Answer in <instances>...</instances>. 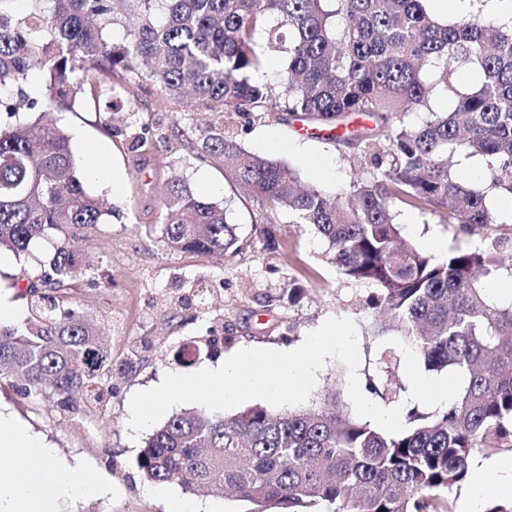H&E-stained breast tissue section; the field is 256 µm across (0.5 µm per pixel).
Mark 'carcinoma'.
<instances>
[{
  "label": "carcinoma",
  "instance_id": "cac0c4a2",
  "mask_svg": "<svg viewBox=\"0 0 512 512\" xmlns=\"http://www.w3.org/2000/svg\"><path fill=\"white\" fill-rule=\"evenodd\" d=\"M13 2L0 0V88L9 89L0 95V250L28 258L40 243L50 249L27 284L29 317L0 324V382L24 398L51 391L65 405L79 391L107 392L110 358L96 323L55 292L90 279L70 232L104 223L112 209L86 191L64 131L31 114L74 105L79 71L146 79L213 113L191 130L197 157L262 207L313 225L345 278L375 286L374 334L397 331L424 370L459 386L437 413L410 412L397 434L350 417L334 395L331 408L288 413L185 410L146 438L142 478L191 494L218 487L288 512L322 503L325 512H453L473 455L512 452V300L479 286L512 253V234L437 261L404 243L393 211L401 203L470 228L496 223L488 193L512 195V22L485 16L487 0H469L451 20L431 13L429 0H121L119 16L114 0H28L23 16ZM119 23L116 43L108 32ZM268 52L285 58L274 84L258 79ZM34 70L44 74L39 95L26 88ZM440 91L452 100L445 112L432 106ZM264 112L361 147L372 168L341 194L302 185L295 167L224 134V115ZM413 112L427 116L405 123ZM355 115L374 127L351 128ZM462 157L485 160L484 181L453 171ZM153 231L168 249L201 258L238 243L224 208L180 180ZM371 388L390 401L402 384L383 369Z\"/></svg>",
  "mask_w": 512,
  "mask_h": 512
}]
</instances>
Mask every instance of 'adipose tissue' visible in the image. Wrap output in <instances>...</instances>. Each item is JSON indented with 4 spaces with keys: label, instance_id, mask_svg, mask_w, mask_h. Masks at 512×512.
Instances as JSON below:
<instances>
[{
    "label": "adipose tissue",
    "instance_id": "adipose-tissue-1",
    "mask_svg": "<svg viewBox=\"0 0 512 512\" xmlns=\"http://www.w3.org/2000/svg\"><path fill=\"white\" fill-rule=\"evenodd\" d=\"M474 479L464 512H479L490 492L512 494V458L473 461ZM109 487L95 474L77 472L42 439L0 413V512H56L58 503L101 497Z\"/></svg>",
    "mask_w": 512,
    "mask_h": 512
}]
</instances>
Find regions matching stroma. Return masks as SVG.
<instances>
[{
	"label": "stroma",
	"instance_id": "1",
	"mask_svg": "<svg viewBox=\"0 0 512 512\" xmlns=\"http://www.w3.org/2000/svg\"><path fill=\"white\" fill-rule=\"evenodd\" d=\"M48 117L71 135L80 170L97 163L118 177L111 189L92 178L85 182L115 214L71 238L73 247L87 253L96 281L64 291L103 332L112 393L99 401L78 395L73 407L65 408L55 396L29 400L4 383L0 411L109 485V494L81 500L66 512H178L184 502L195 503L200 512H252L250 503L215 491L189 494L175 482L148 493L136 466L145 436L128 427L132 395L155 387L166 373L196 372L248 345H300L331 317L356 326L360 383L378 372L382 351L405 357L403 341L394 333L373 335L367 307L373 285L340 274L312 225L294 223L284 210L263 209L216 165L196 158L187 130L204 117L190 100L167 98L146 80L131 84L122 73H102L83 84L74 108L54 109ZM224 127L247 150L289 163L303 182L333 193L345 192L353 172L371 166L362 148L311 134L278 112L251 122L235 116L225 119ZM174 179L224 205L236 226V248L200 258L168 250L151 232ZM395 221L412 225L407 241L437 260L457 247L483 245L486 235L404 206L397 208ZM25 274L37 276L33 260L15 258L0 266V303L24 317L28 302L18 279Z\"/></svg>",
	"mask_w": 512,
	"mask_h": 512
}]
</instances>
